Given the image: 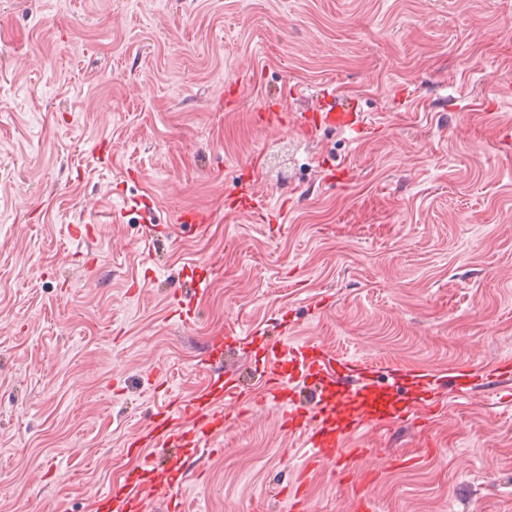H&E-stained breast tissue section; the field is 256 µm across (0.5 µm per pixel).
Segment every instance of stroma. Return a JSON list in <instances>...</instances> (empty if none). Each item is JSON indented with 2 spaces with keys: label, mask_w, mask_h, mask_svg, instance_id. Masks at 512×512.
<instances>
[{
  "label": "stroma",
  "mask_w": 512,
  "mask_h": 512,
  "mask_svg": "<svg viewBox=\"0 0 512 512\" xmlns=\"http://www.w3.org/2000/svg\"><path fill=\"white\" fill-rule=\"evenodd\" d=\"M370 135L255 123L324 89ZM270 222L231 208L240 183ZM186 209L211 224H175ZM198 316H172L190 281ZM437 377L512 360V0H0V512H100L170 393L278 341ZM308 512H512V393L440 386ZM274 400L229 423L196 512H290Z\"/></svg>",
  "instance_id": "stroma-1"
}]
</instances>
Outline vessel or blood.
<instances>
[{"mask_svg":"<svg viewBox=\"0 0 512 512\" xmlns=\"http://www.w3.org/2000/svg\"><path fill=\"white\" fill-rule=\"evenodd\" d=\"M258 118L269 127H280L290 121L306 132L321 126L355 131L360 128L343 110L326 111L318 118L302 112L289 120L268 105ZM374 373L369 363L343 362L317 353L308 344L283 349L264 372V395L280 401L282 428L303 435L309 449L308 468L340 461L347 447L355 456L371 458L373 448L358 436L365 425L384 419L403 420L421 411L430 413L438 409L439 401L428 374L418 371L392 373L391 378L399 383L400 389L386 408L367 403ZM314 377L339 384L342 397L334 404L316 407L294 399L295 388ZM245 393L240 378L229 374L214 379L209 392L191 399L172 398L169 405L154 414L142 436L128 439L127 454L142 456V444L146 441L156 445L173 441L193 454L204 450L211 439L223 433L229 411L239 407ZM157 497L162 498L165 512H185L182 486L159 485L144 478H133L123 485L120 496L114 500V508L116 512H140L143 505Z\"/></svg>","mask_w":512,"mask_h":512,"instance_id":"b4317fda","label":"vessel or blood"}]
</instances>
